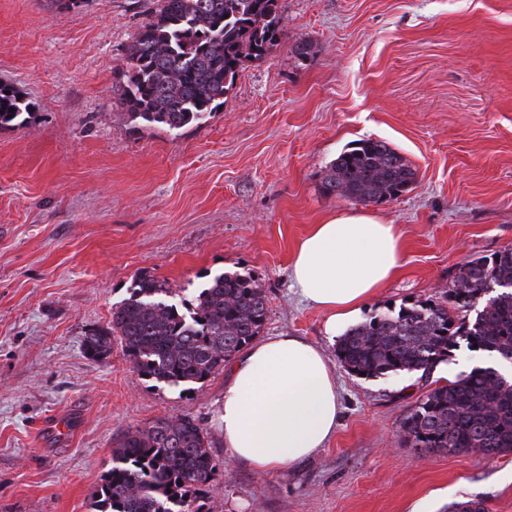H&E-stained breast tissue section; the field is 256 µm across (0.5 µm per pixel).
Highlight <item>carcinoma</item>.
Masks as SVG:
<instances>
[{"instance_id":"cac0c4a2","label":"carcinoma","mask_w":512,"mask_h":512,"mask_svg":"<svg viewBox=\"0 0 512 512\" xmlns=\"http://www.w3.org/2000/svg\"><path fill=\"white\" fill-rule=\"evenodd\" d=\"M278 8L279 0H160L126 59L121 97L127 115L169 132L206 122L245 63L278 42ZM30 108L19 90L0 82V126ZM415 180L416 171L389 143L368 138L329 165L321 190L377 204L400 196ZM175 294L168 281L136 273L108 326L87 333L86 356L107 359L117 339L140 376L190 390L247 347L267 318L266 294L249 273L214 275L188 307L174 301ZM471 311L473 318L466 316ZM463 341L497 358L512 356V248L465 264L446 302L404 301L348 329L336 355L357 376L428 377ZM402 431L413 447L431 452H512V374L489 366L459 375L417 401ZM218 466L194 416L158 418L117 440L93 510L201 512L199 499Z\"/></svg>"}]
</instances>
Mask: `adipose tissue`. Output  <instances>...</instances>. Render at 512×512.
<instances>
[{"label":"adipose tissue","instance_id":"ef3b65f1","mask_svg":"<svg viewBox=\"0 0 512 512\" xmlns=\"http://www.w3.org/2000/svg\"><path fill=\"white\" fill-rule=\"evenodd\" d=\"M401 235L370 211L341 212L313 225L291 268L294 288L337 329L400 266ZM336 376L323 351L297 336L254 344L230 368L217 423L234 459L258 471L313 456L336 432Z\"/></svg>","mask_w":512,"mask_h":512}]
</instances>
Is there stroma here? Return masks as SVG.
I'll list each match as a JSON object with an SVG mask.
<instances>
[{"mask_svg":"<svg viewBox=\"0 0 512 512\" xmlns=\"http://www.w3.org/2000/svg\"><path fill=\"white\" fill-rule=\"evenodd\" d=\"M157 4L0 0V81L32 104L0 128V512H92L114 440L187 413L220 460L203 512H446L469 499L512 512V452L412 447L402 423L423 380L348 373L326 313L290 281L312 225L362 210L320 184L366 138L417 180L372 207L397 226L402 265L353 323L443 300L465 263L512 247V0H279V42L205 124L177 133L120 103ZM141 270L187 301L216 274L251 273L268 301L261 337H302L333 362L341 410L325 448L255 471L216 424L228 370L184 391L143 379L120 343L86 358L84 336Z\"/></svg>","mask_w":512,"mask_h":512,"instance_id":"obj_1","label":"stroma"}]
</instances>
